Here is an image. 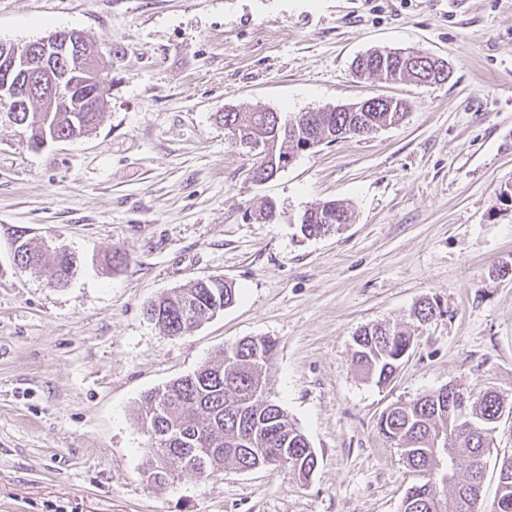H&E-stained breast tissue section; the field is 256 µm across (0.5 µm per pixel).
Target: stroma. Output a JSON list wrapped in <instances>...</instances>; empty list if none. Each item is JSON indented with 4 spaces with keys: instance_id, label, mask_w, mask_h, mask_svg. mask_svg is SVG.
Here are the masks:
<instances>
[{
    "instance_id": "35a3bbf8",
    "label": "stroma",
    "mask_w": 512,
    "mask_h": 512,
    "mask_svg": "<svg viewBox=\"0 0 512 512\" xmlns=\"http://www.w3.org/2000/svg\"><path fill=\"white\" fill-rule=\"evenodd\" d=\"M76 29L110 49L96 128L43 148L0 105V512H401L415 477L380 415L451 384L512 404V0H0V42ZM447 62L433 85L360 79L375 48ZM398 125L299 154L253 182L216 113H284L379 96ZM274 221L252 218L264 199ZM336 200L350 220L304 237ZM63 245L69 285L21 272L11 243ZM124 263L110 270L112 252ZM221 277L233 305L183 336L146 304ZM441 313L414 322L422 298ZM413 331L386 386L352 361L355 332ZM250 336L278 342L270 390L314 449L288 469L148 481L142 395ZM512 456V413L486 458L483 503ZM348 220L344 206L336 201H326L307 210L301 218V232L305 237L324 236Z\"/></svg>"
}]
</instances>
